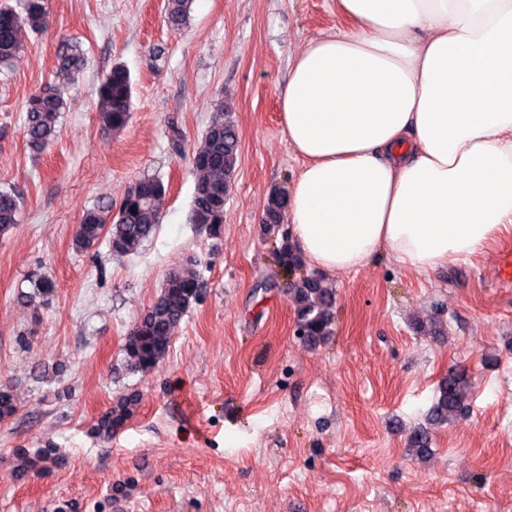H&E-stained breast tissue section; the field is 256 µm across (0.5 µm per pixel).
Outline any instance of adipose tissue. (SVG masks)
Returning <instances> with one entry per match:
<instances>
[{
	"mask_svg": "<svg viewBox=\"0 0 512 512\" xmlns=\"http://www.w3.org/2000/svg\"><path fill=\"white\" fill-rule=\"evenodd\" d=\"M352 28L288 62L303 168L291 236L316 269L419 271L512 230V0H338Z\"/></svg>",
	"mask_w": 512,
	"mask_h": 512,
	"instance_id": "obj_1",
	"label": "adipose tissue"
}]
</instances>
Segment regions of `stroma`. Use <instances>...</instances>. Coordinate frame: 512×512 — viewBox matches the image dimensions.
<instances>
[{
  "label": "stroma",
  "instance_id": "stroma-1",
  "mask_svg": "<svg viewBox=\"0 0 512 512\" xmlns=\"http://www.w3.org/2000/svg\"><path fill=\"white\" fill-rule=\"evenodd\" d=\"M165 7L52 0V31L31 34L0 74V190L22 197L0 238V385L17 396L0 420V512H512V286L494 277L512 231L434 271L383 252L328 276L334 334L304 343L282 239L260 219L271 189L293 187L302 168L279 116L288 61L348 22L336 0H192L175 32ZM67 44L87 65L59 138L36 155L20 132L24 104ZM116 63L130 72L133 111L106 138L98 86ZM222 103L240 143L214 237L189 221L194 177L170 136L196 145ZM144 177L168 189L154 236L129 256L104 240L77 250L82 212ZM186 263L199 273L196 303L158 367L130 372L127 333ZM34 275L54 284L35 306L23 298ZM432 316L439 335L415 329ZM453 366L468 374V409L416 460L407 435L426 425ZM129 399L123 424L99 434L101 416ZM47 448L50 462L24 468Z\"/></svg>",
  "mask_w": 512,
  "mask_h": 512
}]
</instances>
